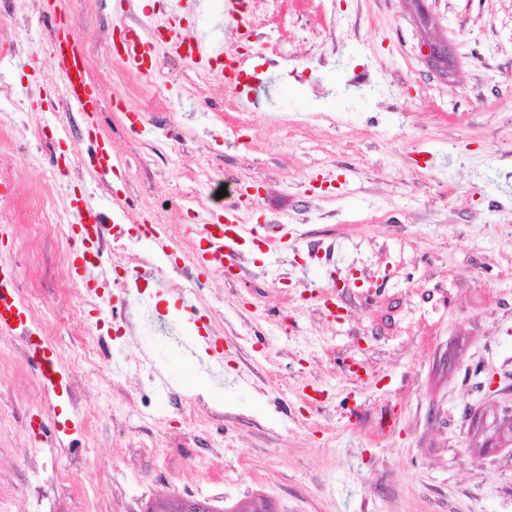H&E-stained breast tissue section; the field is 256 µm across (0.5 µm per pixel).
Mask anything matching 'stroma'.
<instances>
[{
	"label": "stroma",
	"mask_w": 512,
	"mask_h": 512,
	"mask_svg": "<svg viewBox=\"0 0 512 512\" xmlns=\"http://www.w3.org/2000/svg\"><path fill=\"white\" fill-rule=\"evenodd\" d=\"M170 4L67 0L65 22L97 60V129L120 167L56 183L49 173L78 158L73 128L87 117L49 110L63 95L50 21L40 0H16L0 77L17 94L0 113L27 116L22 140L40 163L20 159L0 192H49L62 206L76 193L118 223L137 197L140 223L176 245L195 219L175 203L198 197L220 212L236 200L256 230L281 224L289 236L243 242L234 276L202 275L194 303L204 314L221 300L223 319L211 337L189 332V351L134 324L113 341L112 365L78 370L59 355L63 394L45 391L21 353L0 357V512H145L188 481L227 508L261 497L271 512H512V447L489 444L493 420L512 415V0H303L270 30L295 63L248 62L268 86L250 107L220 84L201 105L192 65L158 44L138 80L172 107L144 114L112 65V28L165 19ZM422 6L450 51L448 78L420 56ZM181 24L230 40L210 5ZM228 113L245 118L229 140ZM171 124L179 142L160 133ZM202 155L252 195L221 199L217 181L189 179ZM24 254L52 283L53 238L7 225L0 261ZM139 352L168 390L113 381V364ZM189 375L199 392L185 391ZM176 396L196 425L146 417V401L168 413ZM29 417L45 427L34 455ZM55 442L84 457L63 483L49 477Z\"/></svg>",
	"instance_id": "35a3bbf8"
}]
</instances>
